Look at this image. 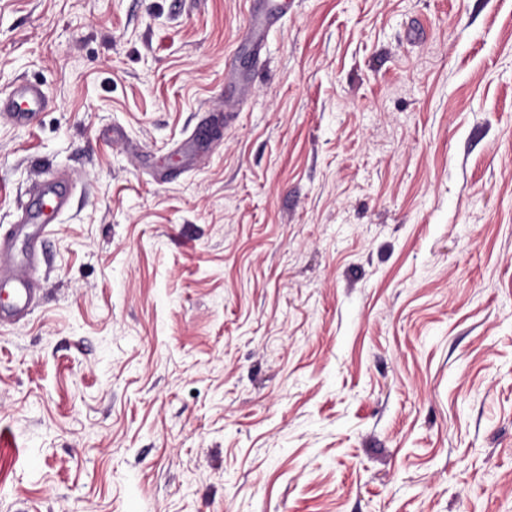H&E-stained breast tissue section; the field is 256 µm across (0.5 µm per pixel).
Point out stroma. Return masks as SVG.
Returning <instances> with one entry per match:
<instances>
[{
	"label": "stroma",
	"instance_id": "obj_1",
	"mask_svg": "<svg viewBox=\"0 0 512 512\" xmlns=\"http://www.w3.org/2000/svg\"><path fill=\"white\" fill-rule=\"evenodd\" d=\"M267 5L0 0V512H512V0ZM45 108V95L41 88L34 84H19L9 97H0L1 115L10 116L18 125H33L38 113L43 112ZM48 194L53 197L50 204L52 209L62 210L67 207L69 202L67 188L56 177H49L38 183L30 193L29 199ZM22 214L18 218L21 227L14 233L25 231L28 236L30 251L26 265L27 272H22L13 260L14 236L12 233L0 234V292L8 291L11 305L0 308V325L11 324L27 316L31 306L41 292L40 280L36 275L38 251L47 235L51 218L45 210H37L29 201L20 206Z\"/></svg>",
	"mask_w": 512,
	"mask_h": 512
}]
</instances>
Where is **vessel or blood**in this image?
<instances>
[{
    "mask_svg": "<svg viewBox=\"0 0 512 512\" xmlns=\"http://www.w3.org/2000/svg\"><path fill=\"white\" fill-rule=\"evenodd\" d=\"M45 108V95L34 84L17 85L9 97H0V113L10 116L16 124L23 126L33 125L38 113ZM33 194L37 197L51 196V206L58 210L65 209L69 202L66 187L54 177L38 183ZM20 210L18 222L28 236L30 251L26 270H19L13 260V235L0 234V292H8L12 299L9 307L0 308V325L26 317L41 292L40 280L36 275L38 251L47 235L51 219L48 213L37 210L27 202L21 204Z\"/></svg>",
    "mask_w": 512,
    "mask_h": 512,
    "instance_id": "vessel-or-blood-1",
    "label": "vessel or blood"
}]
</instances>
